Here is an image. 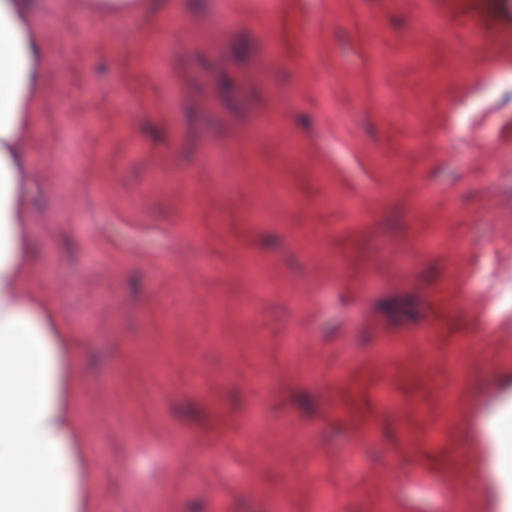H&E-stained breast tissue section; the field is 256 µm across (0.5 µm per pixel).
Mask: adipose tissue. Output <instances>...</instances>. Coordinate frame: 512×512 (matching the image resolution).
I'll use <instances>...</instances> for the list:
<instances>
[{
  "mask_svg": "<svg viewBox=\"0 0 512 512\" xmlns=\"http://www.w3.org/2000/svg\"><path fill=\"white\" fill-rule=\"evenodd\" d=\"M41 0H0V512H102V478L77 420V330L27 289L29 144L45 90ZM482 470L512 512V393L489 407Z\"/></svg>",
  "mask_w": 512,
  "mask_h": 512,
  "instance_id": "ef3b65f1",
  "label": "adipose tissue"
}]
</instances>
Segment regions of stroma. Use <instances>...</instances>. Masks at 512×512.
I'll list each match as a JSON object with an SVG mask.
<instances>
[{
  "instance_id": "1",
  "label": "stroma",
  "mask_w": 512,
  "mask_h": 512,
  "mask_svg": "<svg viewBox=\"0 0 512 512\" xmlns=\"http://www.w3.org/2000/svg\"><path fill=\"white\" fill-rule=\"evenodd\" d=\"M32 285L102 512H495L512 0H46ZM95 13L112 16L115 13H131L140 8L135 0H92Z\"/></svg>"
}]
</instances>
